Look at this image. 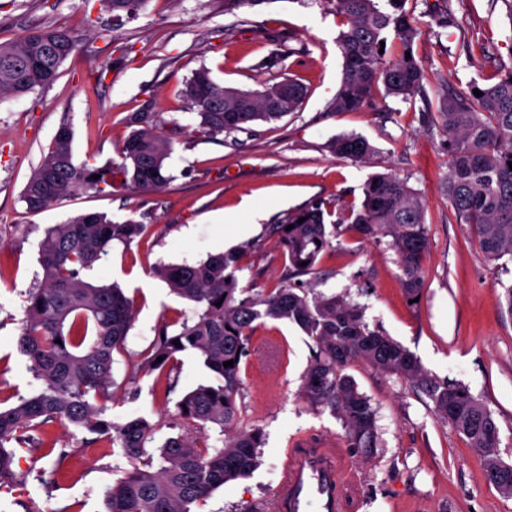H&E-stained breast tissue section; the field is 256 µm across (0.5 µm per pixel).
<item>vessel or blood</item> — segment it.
Listing matches in <instances>:
<instances>
[{
  "label": "vessel or blood",
  "mask_w": 512,
  "mask_h": 512,
  "mask_svg": "<svg viewBox=\"0 0 512 512\" xmlns=\"http://www.w3.org/2000/svg\"><path fill=\"white\" fill-rule=\"evenodd\" d=\"M355 479L341 449L300 443L285 454L276 487L278 512H351Z\"/></svg>",
  "instance_id": "obj_1"
}]
</instances>
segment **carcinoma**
I'll list each match as a JSON object with an SVG mask.
<instances>
[{
	"label": "carcinoma",
	"mask_w": 512,
	"mask_h": 512,
	"mask_svg": "<svg viewBox=\"0 0 512 512\" xmlns=\"http://www.w3.org/2000/svg\"><path fill=\"white\" fill-rule=\"evenodd\" d=\"M101 2L113 16L133 18L145 0ZM405 3L336 0L343 68L332 103L335 111L366 109L380 88L404 102L425 94L429 74L416 57L406 58L419 30ZM383 43L396 49L394 58L379 53ZM75 49L71 32L50 26L1 42L0 99L52 84ZM224 89L207 68L197 70L185 85L184 94L200 118L201 138L244 131L256 122L279 121L295 111L307 93L291 77L263 82L253 90L238 89L231 96L224 95ZM475 89L481 96L473 93ZM439 103L450 156L443 187L448 207L458 223L474 226L488 260L512 256V67L492 83L472 82L465 90L442 88ZM130 123L134 129L118 150L120 161L101 166L78 161L71 127H59L21 192L26 212H44L77 191L111 195L132 189L157 192L166 186L170 181L166 160L173 146L159 134L156 113L146 107L132 114ZM329 148L355 162L374 153L369 141L354 133L335 137ZM94 174L99 179H93ZM336 208L332 225L327 224L331 204L317 202L274 227L288 269L311 273L330 246L328 227L336 229L347 222L364 239L391 238L402 287L418 296L424 286L422 260L428 247L426 206L407 181L392 173L371 174L362 185L359 209L349 204ZM147 230L146 224L114 222L98 212L78 214L46 228L40 243L41 278L28 291L18 336L20 351L42 386L13 405H0V488L27 483L29 471L19 467L13 444L21 442L24 433H42L55 423L86 430L93 435L92 443L120 444L130 469L112 487L107 512H190L191 504L250 475L259 465L264 434L258 427L241 425L236 399L242 359L255 323L263 319L286 321L315 341L318 350L301 392L341 418L348 447H363L375 428L370 398L344 373L362 360L425 393L435 412L478 449L484 470L499 461L497 423L467 386L431 377L416 355L370 329L359 308L342 296L310 299L286 280L257 293L239 287V256L229 251L195 264L153 268V275L194 306L197 315L184 320L175 334L163 328L132 364V373L156 372L166 378V369L177 356L194 353L214 380L187 392L178 403L179 414L224 432L221 448L210 446L206 434L191 441L183 435L171 436L158 447L159 462H154L148 448L156 425L141 416L116 423L106 414L113 395L114 356L124 352L133 326V301L114 284L96 285L85 279V272L107 255L113 242L129 244L144 238ZM175 340L179 344H173ZM230 360L233 365L224 366Z\"/></svg>",
	"instance_id": "1"
}]
</instances>
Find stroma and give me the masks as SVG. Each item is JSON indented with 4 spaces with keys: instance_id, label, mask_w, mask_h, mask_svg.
<instances>
[{
    "instance_id": "35a3bbf8",
    "label": "stroma",
    "mask_w": 512,
    "mask_h": 512,
    "mask_svg": "<svg viewBox=\"0 0 512 512\" xmlns=\"http://www.w3.org/2000/svg\"><path fill=\"white\" fill-rule=\"evenodd\" d=\"M405 8L420 30L416 58L449 86L490 83L512 66V18L500 2L406 0ZM449 14L457 23L447 27ZM41 26L70 30L78 46L50 86L0 102V397L14 402L40 386L17 340L49 225L89 212L149 225L147 240L113 243L85 277L118 283L134 301L127 352L113 364L117 390L108 413L119 423L135 416L160 423L156 437L162 440L173 434L183 395L209 383L211 374L186 353L173 366L172 388L158 385L152 373L132 375L131 356L161 327L176 331L194 314L153 276V267L236 250L241 286L273 287L287 272L273 225L319 201H360L368 175L388 170L407 180L426 205L429 247L418 301L406 295L388 242L346 228L300 281L310 296H345L370 328L414 353L431 376L466 385L491 410L501 457L512 464V312L502 296L503 285L512 282V259L487 260L473 225L448 218L442 192L448 152L434 89L409 102L379 92L363 111H333L343 57L330 0H263L230 13L224 0H146L137 17L119 21L99 0H0V42ZM275 53L283 56L280 67H265ZM203 67L242 90L279 74L294 77L308 94L279 121L199 138L197 114L183 89ZM146 104L173 143L165 189L79 192L42 213H26L20 193L61 125L71 126L79 160L103 164L116 158L131 131L129 117ZM350 133L376 147L370 160L329 151V140ZM224 211L238 212L239 223L252 224V231L241 235L213 222ZM189 226L195 237L186 241ZM271 342L280 347L278 372L266 376L244 357L237 397L244 426L264 432L260 465L193 504L192 512H277L275 487L291 443L299 437L344 441L342 420L300 395L314 341L286 322L266 320L249 349ZM347 372L376 411L372 447L347 451L360 478L359 512H512V496L489 482L478 451L436 415L424 393L363 362ZM48 438L55 454L34 443L19 449L21 468L35 474L25 487L0 490V512H106L109 491L130 467L121 450L83 444L81 434L60 424Z\"/></svg>"
}]
</instances>
